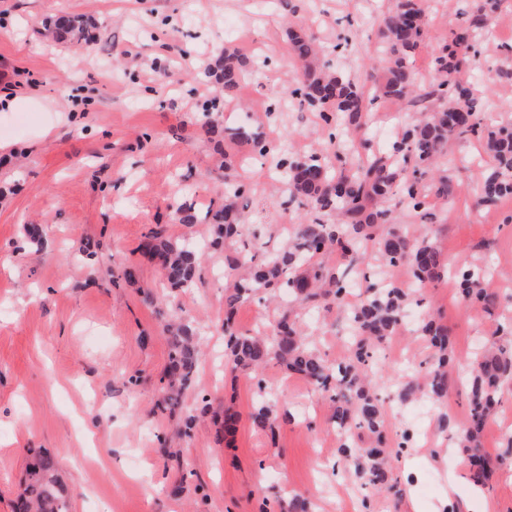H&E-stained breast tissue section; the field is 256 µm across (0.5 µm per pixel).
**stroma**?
Listing matches in <instances>:
<instances>
[{
  "instance_id": "stroma-1",
  "label": "stroma",
  "mask_w": 512,
  "mask_h": 512,
  "mask_svg": "<svg viewBox=\"0 0 512 512\" xmlns=\"http://www.w3.org/2000/svg\"><path fill=\"white\" fill-rule=\"evenodd\" d=\"M294 2L314 11L311 31L333 66L379 72L372 15L380 0ZM472 3L431 0L414 69L426 70L432 47L469 17ZM283 12L279 0H0V120L25 117L0 132V512H13L34 448L57 461L73 512H286L294 497L312 512H336L340 484L354 507L370 512H512V463L481 487L454 481L457 448H397L401 432L435 435L442 414L463 416L458 376L470 367L477 336L494 338L512 320V298L494 315L476 316L453 281L424 286L422 309L447 329L457 366L441 401L385 412L393 476L404 489L397 500L336 472L332 404L308 380L274 362L256 373L223 365L217 272L235 247L210 248L209 224L174 220L179 180L192 184L199 213L222 202V154L200 120L202 103L216 101L228 121L247 104L258 129L300 140V152H321L337 168L354 161L322 138L312 109L285 100L296 68ZM63 14L87 20L89 43L44 36ZM228 47L268 65L223 99L202 74ZM153 66L162 74L156 81ZM472 71L476 91L496 93L495 123H512V9L482 36ZM448 150L462 160L448 172L458 194L431 207L445 218L434 244L450 261L495 262L499 280L512 283V199L477 204L481 140L458 139ZM226 154L252 184L258 231L283 235L304 207L276 187L248 145ZM29 223L44 224V250L26 246ZM155 224L172 239L206 245L195 287L171 293L160 267L142 255ZM87 244L96 252L91 265L80 258ZM127 268L135 283L122 279ZM339 316L334 308L301 315L313 347L330 361L345 354L332 336ZM182 317L204 326L206 349L195 388L181 397L199 413L187 436L176 432L178 417L155 410L170 350L166 327ZM260 380L267 402L294 415L272 437L250 417ZM228 412L237 418L230 437L222 427Z\"/></svg>"
}]
</instances>
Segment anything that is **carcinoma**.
Segmentation results:
<instances>
[{
    "label": "carcinoma",
    "instance_id": "obj_1",
    "mask_svg": "<svg viewBox=\"0 0 512 512\" xmlns=\"http://www.w3.org/2000/svg\"><path fill=\"white\" fill-rule=\"evenodd\" d=\"M501 0H476L465 27L451 32L448 43L430 54L434 79L420 83L410 58L425 41L429 15L426 0H392L379 27V50L384 55L381 76L374 85L338 69L320 58L313 37L293 26L287 28L288 53L297 67V80L289 96L318 112L332 140L338 135L354 139L369 125V112L382 98L408 103L397 137L389 153L370 152L348 168L335 169L318 154L292 157L282 143L276 145L259 132L220 124L218 114L203 109L207 132L224 136L231 143H245L253 154L272 159L275 171L283 175L285 192L291 201L309 207L308 214L291 225L288 240L268 247V242L252 239L253 218L248 210L251 187L231 173L224 163V203L200 216L194 202L184 200L174 211L177 223L190 227L205 220L211 224L210 246L240 244L242 249L225 260L238 275L224 289V307L233 311L259 293L288 296L290 307L277 322L271 343L237 331L230 320L224 322L225 353L233 365L257 370L275 358L288 370L305 377L329 394L336 404V426L343 432L336 449L335 465L351 468L365 482L392 489L391 469L382 448H363L351 440V430H365L382 439L384 413L372 388L374 344L395 334L409 292L398 282L364 276L359 300L350 303L349 269L370 259L368 250L381 257L385 267L404 266L414 282L424 284L452 272L459 298L491 313L495 297L485 288L488 275L478 266L449 269L448 262L432 242L429 228L407 233L393 223L394 208L400 206L429 220L427 198L448 200L454 190L448 169L455 165L445 148L453 139L477 136L492 155L494 165L478 183L479 201L496 204L512 198V127L484 121L496 109L492 90L476 94L472 83L462 77L468 61L476 53L477 32L493 27ZM45 34L81 42L88 40L86 22L70 15L59 16ZM265 61L248 66L231 49L215 61L205 77L214 79L226 95L238 89L245 76L258 74ZM142 253L157 259L171 288L192 287L202 265L203 251L186 241H173L166 228L157 224L145 235ZM337 306L345 310L353 325L349 354L334 362L323 359L311 346L298 325V310ZM433 351L430 367L403 371L397 388L400 401L423 393L432 400L444 396L448 374L455 368L448 331L428 314L417 324ZM201 328L191 318L171 326L170 373L178 387L163 399L164 407L176 409L181 395L194 381L201 355ZM512 384V339L493 342L476 350L467 380L468 418L456 425L448 415L440 418L443 429L458 435L463 449L462 464L474 481L484 484L503 458L480 453L479 439L499 404L501 390ZM255 423L275 435L292 414H277L261 402L252 413ZM71 498L56 475V462L39 450L32 454L28 484L14 504V512H70Z\"/></svg>",
    "mask_w": 512,
    "mask_h": 512
}]
</instances>
